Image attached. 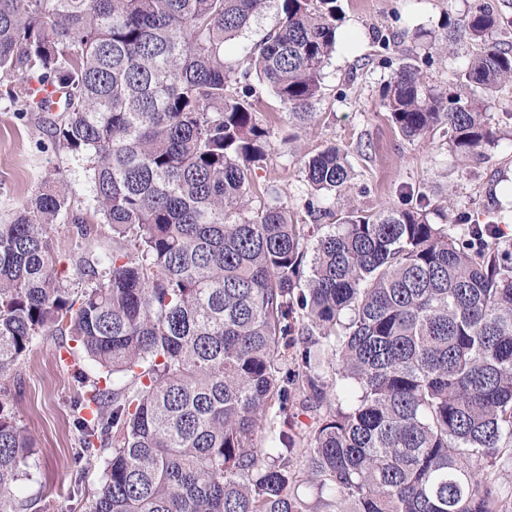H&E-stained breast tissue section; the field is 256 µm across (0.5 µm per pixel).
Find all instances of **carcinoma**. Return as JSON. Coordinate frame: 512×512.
I'll return each mask as SVG.
<instances>
[{
	"label": "carcinoma",
	"mask_w": 512,
	"mask_h": 512,
	"mask_svg": "<svg viewBox=\"0 0 512 512\" xmlns=\"http://www.w3.org/2000/svg\"><path fill=\"white\" fill-rule=\"evenodd\" d=\"M340 20L337 0H0V75L21 100L34 80L63 90L45 124L112 228L111 253L72 258L73 288L48 228L90 231L62 177L0 224V381L43 336L126 377L77 374L82 451L105 465L91 512H310L303 466L322 512H512L496 476L512 459V203L455 219L460 238L424 193L361 209L341 202L353 165L332 143L303 160L301 202L257 181L316 121ZM497 32L512 17L477 0L447 89L412 62L383 85L403 137L462 165L495 144L484 100L512 83ZM267 97L280 111L264 117ZM32 448L1 401L0 512Z\"/></svg>",
	"instance_id": "cac0c4a2"
}]
</instances>
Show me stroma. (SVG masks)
Returning <instances> with one entry per match:
<instances>
[{
	"mask_svg": "<svg viewBox=\"0 0 512 512\" xmlns=\"http://www.w3.org/2000/svg\"><path fill=\"white\" fill-rule=\"evenodd\" d=\"M473 0H339L343 20L336 51L324 69V90L314 105L318 121L303 132L295 153L273 154L269 171L281 177L289 199L301 201L307 185L302 158L333 143L349 153L356 176L345 191L353 204L379 210L402 205L424 191L443 198L456 211L489 214L496 203L512 198V89L486 102L497 142L484 160L461 167L431 140L409 141L393 127L380 104L381 87L405 59L420 63L430 83L443 85L450 71L463 66L468 43L426 48L417 34L442 37L446 18L458 19ZM394 35L397 44L381 49L377 32ZM0 78V224L13 218L21 200L41 193L49 179L62 176L68 203L83 213L91 232L78 235L74 224L58 220L50 230L57 267L73 287L81 280L71 265L78 253L100 256L112 247V229L96 213L94 185L83 160L58 149L39 113L7 97ZM62 339L40 338L19 364L5 397L35 439L27 474L15 489L17 512H90L102 481V467L80 452L72 406L79 387L77 371L98 376L86 359L63 362Z\"/></svg>",
	"mask_w": 512,
	"mask_h": 512,
	"instance_id": "35a3bbf8",
	"label": "stroma"
}]
</instances>
